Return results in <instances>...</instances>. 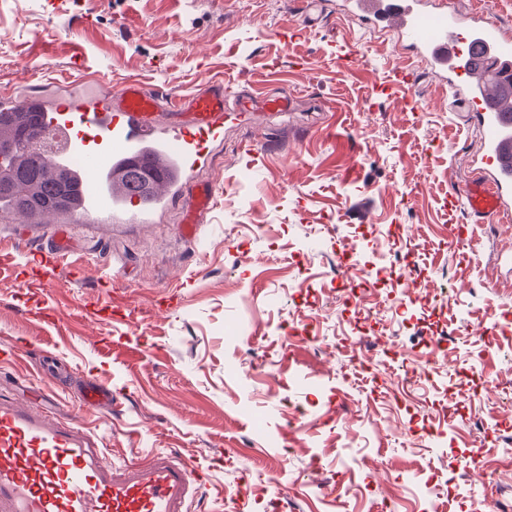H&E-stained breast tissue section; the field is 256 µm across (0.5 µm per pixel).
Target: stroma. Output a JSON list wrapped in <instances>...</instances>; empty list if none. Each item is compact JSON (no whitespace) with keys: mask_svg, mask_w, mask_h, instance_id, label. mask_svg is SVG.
<instances>
[{"mask_svg":"<svg viewBox=\"0 0 512 512\" xmlns=\"http://www.w3.org/2000/svg\"><path fill=\"white\" fill-rule=\"evenodd\" d=\"M301 2L0 0V95L49 92L79 50L87 75L115 84L189 93L220 78L296 100L287 119L210 143L204 223L175 206L149 224L69 225L68 258L90 273L53 292L30 267L48 230L0 224V348L24 355L0 360V395L37 401L55 356L54 416L87 426L108 460L172 450L200 465L209 491L193 512L232 498L236 512H499L512 404L488 409L482 392L512 379L497 339L512 223H474L450 189L479 133L393 36L337 12L284 40ZM403 65L416 79L391 89ZM452 224L470 242L458 280ZM351 249L384 280L357 311L337 298ZM47 306L51 324L36 317ZM441 344L439 377L395 396L389 346L420 365ZM85 376L111 386L115 414L81 407ZM474 451L487 469L469 470Z\"/></svg>","mask_w":512,"mask_h":512,"instance_id":"stroma-1","label":"stroma"}]
</instances>
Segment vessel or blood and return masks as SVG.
Masks as SVG:
<instances>
[{
    "label": "vessel or blood",
    "mask_w": 512,
    "mask_h": 512,
    "mask_svg": "<svg viewBox=\"0 0 512 512\" xmlns=\"http://www.w3.org/2000/svg\"><path fill=\"white\" fill-rule=\"evenodd\" d=\"M338 8L411 48L462 103L465 123L479 130L476 174L455 188V198L480 223L512 213V104L502 97L512 85V34L486 14L449 10L444 0H306L290 37ZM290 109L286 91L257 94L220 81L187 96L150 91L135 79L92 95L1 96L0 112L14 118L37 113L70 140L66 154L51 159L48 169L73 174L79 186L74 208L22 217L55 231L41 254L43 286L55 287L66 253L61 224H115L128 217L147 224L174 204L185 223H203L216 198L214 183L197 178L209 143L223 136L225 123L249 124L256 113ZM134 160L154 174L144 198L126 196L123 188L124 168ZM78 396L82 406L100 412L117 407L100 380L86 381ZM55 399L45 393L40 403L22 405L0 397V512H190L202 500L207 481L190 461L154 452L141 462H106L87 428L45 412Z\"/></svg>",
    "instance_id": "vessel-or-blood-1"
}]
</instances>
